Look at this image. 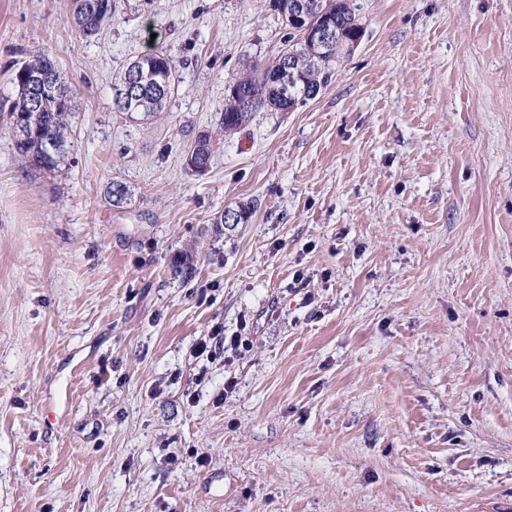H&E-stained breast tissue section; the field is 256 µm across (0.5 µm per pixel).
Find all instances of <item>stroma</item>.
Here are the masks:
<instances>
[{
  "mask_svg": "<svg viewBox=\"0 0 512 512\" xmlns=\"http://www.w3.org/2000/svg\"><path fill=\"white\" fill-rule=\"evenodd\" d=\"M356 2L321 92L198 175L285 47L269 0H121L92 37L0 0V98L42 54L78 107L59 170L0 126V512H512V0ZM153 47L176 88L134 123L112 80ZM217 325L239 348L196 355Z\"/></svg>",
  "mask_w": 512,
  "mask_h": 512,
  "instance_id": "obj_1",
  "label": "stroma"
}]
</instances>
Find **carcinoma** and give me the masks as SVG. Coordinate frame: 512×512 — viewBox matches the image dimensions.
<instances>
[{
	"label": "carcinoma",
	"instance_id": "obj_1",
	"mask_svg": "<svg viewBox=\"0 0 512 512\" xmlns=\"http://www.w3.org/2000/svg\"><path fill=\"white\" fill-rule=\"evenodd\" d=\"M318 11L332 24L334 41L328 46L311 53L295 31V25L282 14L288 28V45L281 55L269 64L256 60L244 63V72L239 76L237 92L228 93L224 99V113L221 114L220 136L238 133L252 120L257 112L281 109L279 92L272 89L271 77L293 66L299 76L298 86L292 92L297 103L315 97L324 87L334 67L344 52L342 42L356 30L355 21L359 6L355 0H318ZM73 21L86 36L97 35L111 21L117 10V0H72ZM26 70H47L55 78V95L43 102L42 112L37 119V128L27 140L16 142L17 153L33 166L54 170L67 156L66 144L74 118L73 96L66 78L55 70L45 57L38 56L21 64ZM17 89L14 100L0 109V120L12 125L18 112L28 110L29 84L13 78ZM113 90H123L124 97L114 96L116 111L125 113L132 120H145L164 111L175 88V65L173 57L163 50H150L137 58V66L124 68L112 82ZM216 138L211 133L196 137L193 148L197 161L211 163ZM112 205L123 204L132 195L130 186L114 181L110 186Z\"/></svg>",
	"mask_w": 512,
	"mask_h": 512
}]
</instances>
